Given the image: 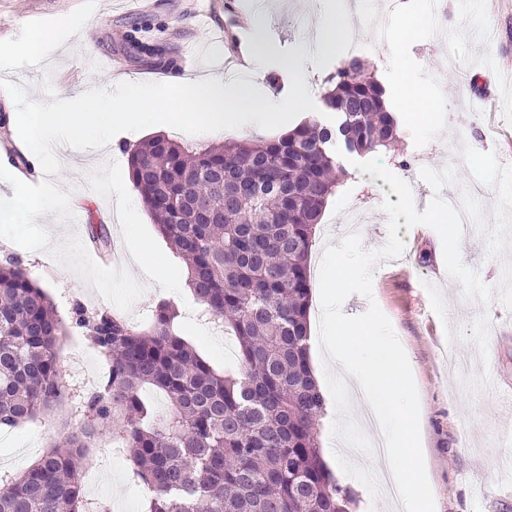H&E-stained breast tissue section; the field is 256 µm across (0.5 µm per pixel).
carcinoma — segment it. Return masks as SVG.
I'll use <instances>...</instances> for the list:
<instances>
[{"mask_svg":"<svg viewBox=\"0 0 512 512\" xmlns=\"http://www.w3.org/2000/svg\"><path fill=\"white\" fill-rule=\"evenodd\" d=\"M326 83L342 119L303 123L272 140L192 148L164 135L124 148L133 184L184 264L201 313L233 332L236 370L221 372L175 329L158 302L148 327L74 304L63 320L45 289L0 262V430L63 406L70 432L24 471L0 475V512H111L83 493L74 461L106 433L141 485L148 512H348L349 492L322 456L326 402L310 362V255L344 170L330 145L367 155L393 146L385 91L352 58ZM108 362L91 391L65 393L66 328ZM163 395L156 410L145 391Z\"/></svg>","mask_w":512,"mask_h":512,"instance_id":"cac0c4a2","label":"carcinoma"}]
</instances>
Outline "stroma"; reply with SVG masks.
Instances as JSON below:
<instances>
[{"instance_id":"1","label":"stroma","mask_w":512,"mask_h":512,"mask_svg":"<svg viewBox=\"0 0 512 512\" xmlns=\"http://www.w3.org/2000/svg\"><path fill=\"white\" fill-rule=\"evenodd\" d=\"M329 10V0H0V78L26 86L30 99L44 98V79H51L59 98L77 91L111 87L114 79L155 83L160 76L190 72H227L230 35L252 33L267 46L268 56L253 73L261 89L287 92L288 77L279 63L314 53L310 37ZM358 15H371L361 25L356 43L337 51L314 53L307 77L314 102L320 103L326 79L340 63L356 56L393 94L411 75L428 95L437 97L442 122L419 127L402 102L395 150L377 157L411 189L417 211L433 197L419 177L421 166L447 164L449 147L467 143L479 152L512 159V0H444L441 20H434L431 0H360ZM68 26H59L60 18ZM442 23L455 64L440 81L432 63L441 52L431 41L435 23ZM221 27L229 35L211 36ZM46 33L43 55L19 53L33 31ZM100 57L107 64L86 69L82 57ZM59 175L42 170L26 174L0 163V261L11 257L28 269L34 281L53 297L60 313L79 302L91 309L112 308L130 325L143 326L157 302H175L179 328L198 351L219 368L234 367V341L211 330L196 317L198 306L185 286L183 265L158 233L152 216L135 189L128 159L120 148L94 149L88 159H59ZM345 175L328 200L317 228L310 263V282L318 284L326 245H339L338 219L358 207L364 222L358 232L365 249L375 250L388 238V217L382 209L391 191L382 179L360 173L351 155H343ZM69 203L54 208L48 222L23 211L28 195ZM85 224L75 227L74 212ZM105 223L113 252L121 257L110 268L102 254L90 251L88 227ZM403 253L373 267L372 298L349 296L345 315L364 314L377 304L391 322L411 365L418 391L419 431L435 512H512V483L497 477L498 464L512 459V309L499 300L484 303L465 298L449 278L439 234L419 225L399 229ZM153 246L166 265L157 274L144 273L130 258L138 242ZM463 263L481 280L497 286L501 260L487 256L478 232L463 234ZM66 387L98 383L103 372L91 341L76 335L59 354ZM337 417L334 401L317 426L324 460L337 483L350 491V512H398L390 497L367 496L374 474L364 459H352L331 436ZM63 412L39 415L36 421L0 433V459L7 472L24 470L48 448L63 429ZM85 492L106 499L112 512H145L143 494L135 488L124 460L113 454L108 439L85 462Z\"/></svg>"}]
</instances>
